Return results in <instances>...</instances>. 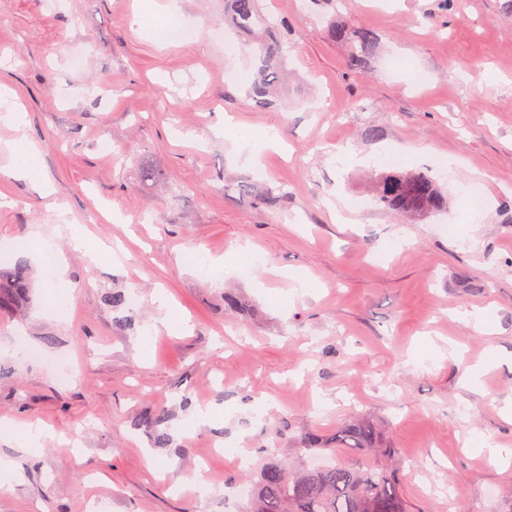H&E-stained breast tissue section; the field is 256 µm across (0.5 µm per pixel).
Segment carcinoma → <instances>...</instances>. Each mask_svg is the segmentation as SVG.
I'll list each match as a JSON object with an SVG mask.
<instances>
[{
  "instance_id": "carcinoma-1",
  "label": "carcinoma",
  "mask_w": 512,
  "mask_h": 512,
  "mask_svg": "<svg viewBox=\"0 0 512 512\" xmlns=\"http://www.w3.org/2000/svg\"><path fill=\"white\" fill-rule=\"evenodd\" d=\"M224 21L236 32L249 36L254 54V76L248 94L259 106H270L274 92L286 81L285 51L288 33H279L269 22L260 0H224ZM332 35L351 43L350 67L366 63L378 38L365 29H332ZM244 197H253L272 207L271 190L238 185ZM373 198L382 209L420 217L448 207L449 198L437 182L423 171L392 170L374 177ZM30 288L26 267L0 270V312L21 302ZM280 434L296 445V459L285 463L270 458L255 471L249 493L250 512H409V505L389 462L394 448L380 443L376 425L366 419L347 421L329 437L312 432L293 434L283 423ZM348 448L360 457L354 463L336 460V449Z\"/></svg>"
}]
</instances>
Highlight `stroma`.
I'll return each mask as SVG.
<instances>
[{"mask_svg": "<svg viewBox=\"0 0 512 512\" xmlns=\"http://www.w3.org/2000/svg\"><path fill=\"white\" fill-rule=\"evenodd\" d=\"M148 2L0 0V94L27 114L20 132L0 122V267L32 280L29 301L0 313V423L56 432L34 451L0 439L18 474L0 512H243L248 471L293 453L281 421L328 435L356 417L397 449L413 512H512V459L476 448H512V371L488 364L512 353L503 0H264L288 28L291 72L266 108L240 79L252 55L215 35L224 0H180L188 35L170 46ZM334 19L377 35L362 67ZM228 115L279 151L249 162L215 132ZM21 139L41 150L32 178L9 174ZM146 166L160 182L140 181ZM393 168L466 187L482 208L377 210L364 175ZM245 180L279 204L239 197ZM62 207L124 259L89 264L56 236L59 317L37 233ZM236 250L257 258L254 275L225 262ZM116 290L136 307L108 303ZM228 292L250 310L225 307Z\"/></svg>", "mask_w": 512, "mask_h": 512, "instance_id": "stroma-1", "label": "stroma"}]
</instances>
